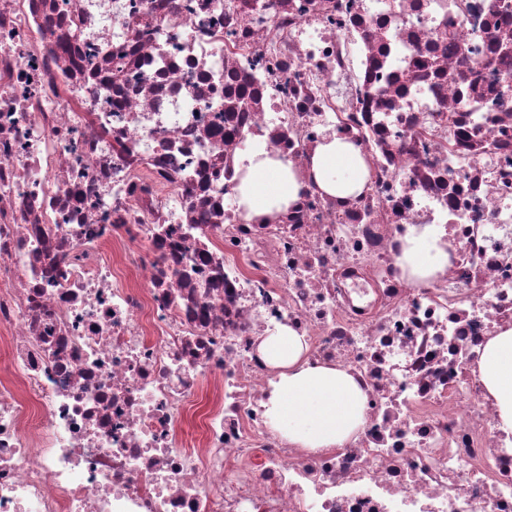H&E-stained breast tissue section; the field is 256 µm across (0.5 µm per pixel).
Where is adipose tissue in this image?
Here are the masks:
<instances>
[{
  "mask_svg": "<svg viewBox=\"0 0 512 512\" xmlns=\"http://www.w3.org/2000/svg\"><path fill=\"white\" fill-rule=\"evenodd\" d=\"M366 166L353 144L333 136L314 152L311 178L325 194L343 201L361 192ZM303 185L281 161L267 158L252 166L239 186L240 205L248 218L261 219L296 203ZM403 259L413 276L427 278L441 271L446 254L427 237L415 239ZM306 344L292 330L267 336L261 357L278 371L266 415L290 443L317 451L342 444L363 425L365 394L343 369L311 365ZM480 379L498 410L501 428L512 431V328L486 343L478 367Z\"/></svg>",
  "mask_w": 512,
  "mask_h": 512,
  "instance_id": "adipose-tissue-1",
  "label": "adipose tissue"
}]
</instances>
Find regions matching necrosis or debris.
I'll use <instances>...</instances> for the list:
<instances>
[{
  "label": "necrosis or debris",
  "mask_w": 512,
  "mask_h": 512,
  "mask_svg": "<svg viewBox=\"0 0 512 512\" xmlns=\"http://www.w3.org/2000/svg\"><path fill=\"white\" fill-rule=\"evenodd\" d=\"M257 148L308 184L262 223ZM509 327L512 0H0V512H512ZM283 328L366 395L335 448L265 416ZM310 175L322 192L344 201L363 190L367 171L354 145L334 134L316 147ZM403 259L411 275L427 278L441 271L447 263V255L428 241L426 235L415 239L405 250ZM478 371L487 393L495 401L501 428L512 431V328L488 340Z\"/></svg>",
  "instance_id": "4bbe7bcc"
}]
</instances>
